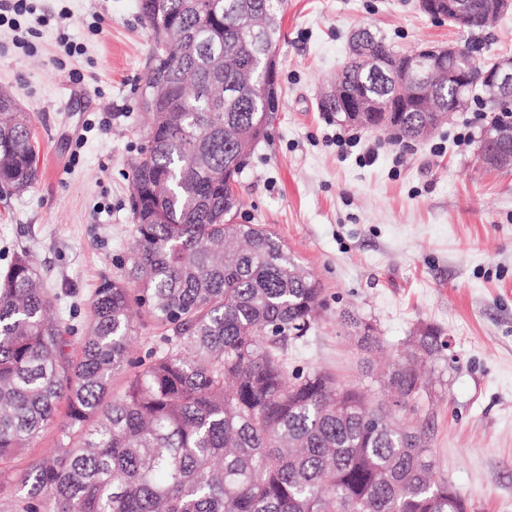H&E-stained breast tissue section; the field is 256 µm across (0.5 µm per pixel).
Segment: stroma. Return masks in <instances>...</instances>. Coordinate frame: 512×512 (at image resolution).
<instances>
[{
	"label": "stroma",
	"mask_w": 512,
	"mask_h": 512,
	"mask_svg": "<svg viewBox=\"0 0 512 512\" xmlns=\"http://www.w3.org/2000/svg\"><path fill=\"white\" fill-rule=\"evenodd\" d=\"M33 3L49 22L29 48L0 28V89L31 121L37 167L32 188L0 190V268L28 250L43 286L62 296L57 315L80 335L95 288L120 274L137 239L130 174L149 123L138 86L151 36L139 0ZM97 20L102 31H91ZM357 30L399 52L469 38L417 0H288L283 106L236 187V221L274 230L323 290L315 328L284 348L289 369L359 386L366 364L380 373L399 362L415 329H443L446 383L421 406L434 423L436 472L471 512H512V169L478 161L474 106L410 144L320 111ZM62 34L83 54L59 52ZM339 135L354 148L336 147ZM347 312L374 320L382 353L357 348Z\"/></svg>",
	"instance_id": "obj_1"
}]
</instances>
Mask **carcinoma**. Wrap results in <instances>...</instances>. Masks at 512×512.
Instances as JSON below:
<instances>
[{
    "instance_id": "carcinoma-1",
    "label": "carcinoma",
    "mask_w": 512,
    "mask_h": 512,
    "mask_svg": "<svg viewBox=\"0 0 512 512\" xmlns=\"http://www.w3.org/2000/svg\"><path fill=\"white\" fill-rule=\"evenodd\" d=\"M140 0L151 33L146 65L163 53L161 25L186 32L169 43L167 99L132 169L138 246L125 278L105 279L90 301L80 352L53 317L59 296L40 282L33 256L15 254L0 277V463L51 427L56 445L4 481L20 512H468L448 479L434 478L428 417L408 425L369 390L321 371L288 373L281 350L307 335L324 306L316 279L275 232L236 224L234 186L282 104L264 68L277 51L287 0ZM451 23L470 33L475 13ZM393 49L371 36L335 81L355 96L414 99L379 117L401 141H419L448 91L398 90L361 70L359 56ZM224 84V98L207 86ZM512 124V100L483 114ZM35 148L24 112L0 114V185L34 183ZM160 324L162 342L133 357V315ZM360 350L380 346L376 325L352 315ZM447 336L423 325L386 375L393 406L416 413L432 390L421 363L448 368ZM124 375L123 391L114 392ZM65 403L64 417L58 416Z\"/></svg>"
}]
</instances>
